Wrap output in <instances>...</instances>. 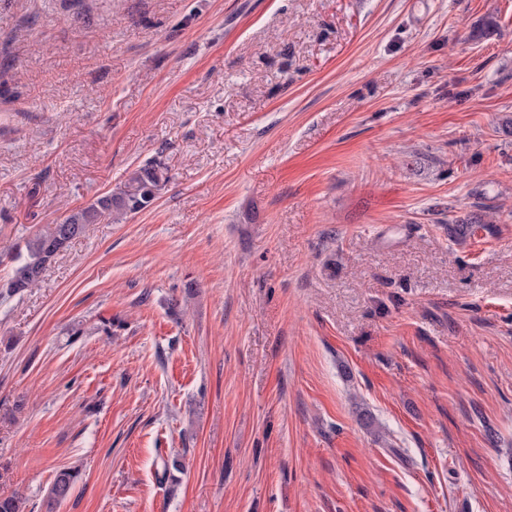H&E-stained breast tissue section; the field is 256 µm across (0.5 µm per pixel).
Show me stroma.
<instances>
[{
  "mask_svg": "<svg viewBox=\"0 0 512 512\" xmlns=\"http://www.w3.org/2000/svg\"><path fill=\"white\" fill-rule=\"evenodd\" d=\"M152 160L0 295V494L512 512V0H0V280ZM161 186L159 164L150 161L133 171L123 186L72 211L59 224H46L28 245L26 256H18L12 274L1 288L13 295L32 288L55 257L84 233L87 224H97L105 217L120 223L150 207ZM77 478L78 472L70 468H63L57 472L49 492L50 508L69 497L77 483Z\"/></svg>",
  "mask_w": 512,
  "mask_h": 512,
  "instance_id": "stroma-1",
  "label": "stroma"
}]
</instances>
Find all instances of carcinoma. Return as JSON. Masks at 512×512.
<instances>
[{"label":"carcinoma","instance_id":"carcinoma-1","mask_svg":"<svg viewBox=\"0 0 512 512\" xmlns=\"http://www.w3.org/2000/svg\"><path fill=\"white\" fill-rule=\"evenodd\" d=\"M160 189L159 164L150 161L138 167L122 186L71 212L61 222L46 225L28 245L27 254L17 258L3 287L14 295L35 286L49 264L84 233L87 225L97 224L105 217L118 224L150 207ZM77 478L78 472L70 468L59 470L49 492L48 506L67 499ZM25 509L26 501L22 496L0 495V512H25Z\"/></svg>","mask_w":512,"mask_h":512}]
</instances>
